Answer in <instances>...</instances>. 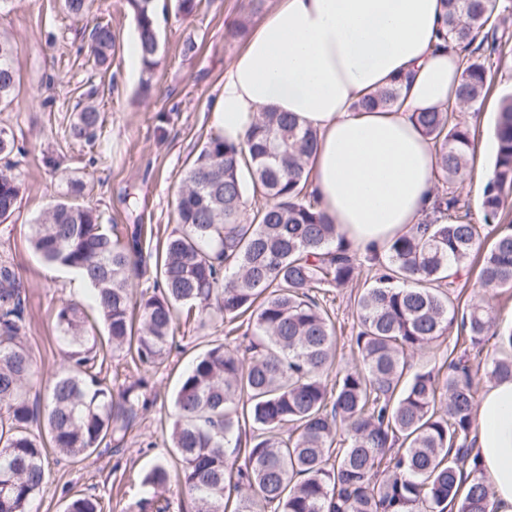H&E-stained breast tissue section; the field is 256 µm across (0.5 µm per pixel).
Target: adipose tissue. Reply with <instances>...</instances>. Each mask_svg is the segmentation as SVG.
<instances>
[{"mask_svg": "<svg viewBox=\"0 0 512 512\" xmlns=\"http://www.w3.org/2000/svg\"><path fill=\"white\" fill-rule=\"evenodd\" d=\"M443 27L441 0H278L225 68L213 123L233 143L266 108L315 129L311 189L362 252L383 251L435 207V148L414 115L455 98L462 55ZM392 84L399 107L356 111ZM475 451L497 512H512V380L481 393Z\"/></svg>", "mask_w": 512, "mask_h": 512, "instance_id": "obj_1", "label": "adipose tissue"}]
</instances>
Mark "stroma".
<instances>
[{"instance_id":"1","label":"stroma","mask_w":512,"mask_h":512,"mask_svg":"<svg viewBox=\"0 0 512 512\" xmlns=\"http://www.w3.org/2000/svg\"><path fill=\"white\" fill-rule=\"evenodd\" d=\"M177 0H157L159 65L144 79L135 52V23L125 0H89L87 22L70 19L61 0H10L0 8V34L18 48L20 84L11 107L0 111V128L12 131L18 149L7 161L23 183L21 203L8 225L0 224V261L21 276L27 297L25 341L32 350L31 395L46 393L63 367L56 329L60 306L88 303V288L66 268L45 264L29 242L34 219L66 192L71 180L85 185L83 204L95 207L102 223L152 226L166 239L176 225L182 180L215 128L211 114L224 82V69L244 44L233 36L238 25L254 31L277 0H201L188 18L176 13ZM107 22L116 36L108 71L88 63L84 48L88 24ZM498 38L491 59L489 89L479 111L461 116L471 129L478 155L453 189L483 221L482 195L474 184L491 168L499 101L512 94V21L487 28L478 43ZM194 51H187V44ZM94 102L104 122L95 148L72 139L69 126L86 102ZM356 287L335 290L330 312L337 334L336 366L354 363ZM224 326L208 318L177 333V347L159 368L145 371L151 405L134 422L120 447L99 448L81 462L52 464L35 505L39 512H63L75 494L98 498L105 512H126L145 498L141 477L155 462L173 460L169 426L173 396L182 373L210 345L223 342Z\"/></svg>"}]
</instances>
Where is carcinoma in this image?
Listing matches in <instances>:
<instances>
[{"mask_svg":"<svg viewBox=\"0 0 512 512\" xmlns=\"http://www.w3.org/2000/svg\"><path fill=\"white\" fill-rule=\"evenodd\" d=\"M143 73L159 64L155 0H125ZM446 38L459 41L464 67L457 109L486 96L488 55L470 47L488 25L486 0H442ZM109 23L88 35L90 57L109 66ZM17 83V48L0 38V108ZM387 86L363 97L362 110L395 106ZM445 183L470 163L474 139L453 112H419ZM101 113L83 107L72 137L91 145ZM493 175L484 187L485 223L461 213L453 191L437 196L448 222L426 221L392 238L383 253L358 261V248L309 191L306 160L317 133L289 112L269 109L242 143L209 137L182 180L177 227L156 253L152 290L134 297L144 273L148 230L106 229L76 202L77 180L30 225V243L49 265L73 270L92 289L95 315L61 305L56 326L66 368L46 394L45 415L29 405L33 356L23 344L21 281L0 262V512H32L46 483L50 453L80 462L123 441L150 400L138 378L103 375L104 347L135 370L169 358L180 323L202 316L224 323L225 342L198 355L174 397L170 425L175 478L192 512H494L491 486L474 453L481 377L512 379V327L496 324L490 294L512 290V225L497 224L512 194V96L495 125ZM22 181L0 167V216L16 209ZM475 278L477 297L460 302L456 282ZM362 283L355 297L357 360L329 381L335 322L323 305L332 288ZM247 317L246 323L239 322ZM456 328L463 354H446L444 377L413 369L411 354ZM496 354L483 356L488 337ZM43 423L50 445L32 432ZM168 461L142 479L152 490L138 512H169L161 493ZM63 512H102L76 494Z\"/></svg>","mask_w":512,"mask_h":512,"instance_id":"1","label":"carcinoma"}]
</instances>
